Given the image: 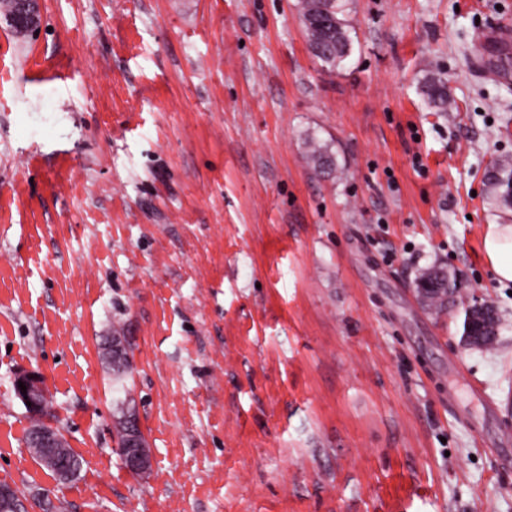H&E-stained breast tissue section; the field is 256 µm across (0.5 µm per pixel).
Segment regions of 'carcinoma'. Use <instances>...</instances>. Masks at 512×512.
<instances>
[{"mask_svg":"<svg viewBox=\"0 0 512 512\" xmlns=\"http://www.w3.org/2000/svg\"><path fill=\"white\" fill-rule=\"evenodd\" d=\"M299 13L304 28L308 47L313 56L324 65L334 69L342 64L352 52L353 40L350 36V24L347 15V0H299ZM422 94L427 105L435 112H446L451 108L446 80L441 73H431L422 82ZM309 160L314 170L325 173L336 169V158L321 145L312 147ZM490 197L508 203L509 190L512 189V162L501 160L493 166L487 177ZM444 270L427 269L422 271L417 282H429L433 289L425 297L427 305L437 311H444L456 304L457 289L445 287L449 280ZM502 316L491 305L484 310L465 307L463 321V338L471 341L480 337L476 346L491 349L498 344L499 327ZM59 461L71 476L80 470L81 461L68 443H62L56 449Z\"/></svg>","mask_w":512,"mask_h":512,"instance_id":"obj_1","label":"carcinoma"}]
</instances>
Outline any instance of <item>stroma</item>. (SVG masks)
Masks as SVG:
<instances>
[{
	"label": "stroma",
	"mask_w": 512,
	"mask_h": 512,
	"mask_svg": "<svg viewBox=\"0 0 512 512\" xmlns=\"http://www.w3.org/2000/svg\"><path fill=\"white\" fill-rule=\"evenodd\" d=\"M298 0H38L0 21V484L28 512H512V0H349L310 52ZM442 73L456 104L428 108ZM335 175L313 170L311 141ZM442 266L460 306L416 290ZM503 315L467 348L462 307ZM126 336L152 454L131 474L103 337ZM23 370L81 460L25 444ZM16 2V0H0V16L6 20L13 13L7 18V23L19 30H31L36 27L39 22L36 1L18 0L17 9ZM347 0H300L308 47L325 66L336 69L352 52ZM422 94L427 105L435 112H448L451 108L446 80L441 73H431L422 82ZM492 169L487 177L490 197L511 204L509 190L512 182V162L501 160ZM483 247L496 277L512 282V224L488 225Z\"/></svg>",
	"instance_id": "obj_1"
}]
</instances>
